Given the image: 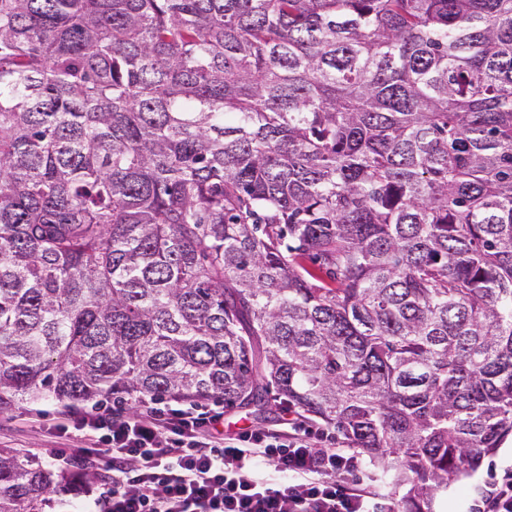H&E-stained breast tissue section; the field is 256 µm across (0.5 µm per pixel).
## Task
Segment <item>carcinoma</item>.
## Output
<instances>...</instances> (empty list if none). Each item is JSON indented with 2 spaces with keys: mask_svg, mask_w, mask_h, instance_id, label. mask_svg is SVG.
Returning a JSON list of instances; mask_svg holds the SVG:
<instances>
[{
  "mask_svg": "<svg viewBox=\"0 0 512 512\" xmlns=\"http://www.w3.org/2000/svg\"><path fill=\"white\" fill-rule=\"evenodd\" d=\"M43 397L278 400L431 512L512 436V0H0V413ZM89 481L0 448V512Z\"/></svg>",
  "mask_w": 512,
  "mask_h": 512,
  "instance_id": "carcinoma-1",
  "label": "carcinoma"
}]
</instances>
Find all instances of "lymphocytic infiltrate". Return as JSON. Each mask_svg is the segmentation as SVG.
<instances>
[{
	"label": "lymphocytic infiltrate",
	"instance_id": "1",
	"mask_svg": "<svg viewBox=\"0 0 512 512\" xmlns=\"http://www.w3.org/2000/svg\"><path fill=\"white\" fill-rule=\"evenodd\" d=\"M224 410L206 401H144L136 413L62 406L57 462L111 470L93 505L80 512H371L372 493L348 480L353 456L301 415L280 430L219 437Z\"/></svg>",
	"mask_w": 512,
	"mask_h": 512
}]
</instances>
